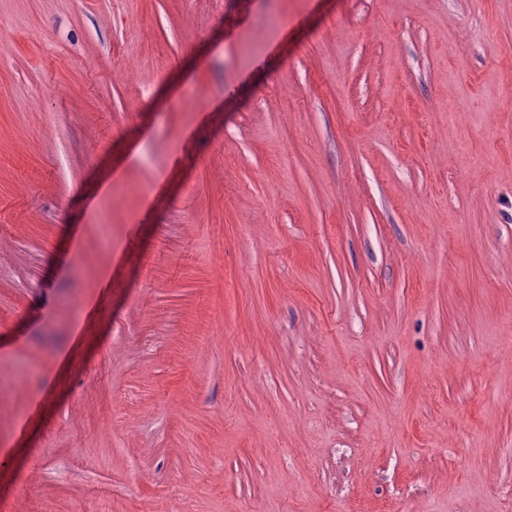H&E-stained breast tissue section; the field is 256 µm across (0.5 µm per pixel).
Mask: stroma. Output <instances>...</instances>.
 <instances>
[{"label": "stroma", "mask_w": 512, "mask_h": 512, "mask_svg": "<svg viewBox=\"0 0 512 512\" xmlns=\"http://www.w3.org/2000/svg\"><path fill=\"white\" fill-rule=\"evenodd\" d=\"M0 41V512H512V0Z\"/></svg>", "instance_id": "obj_1"}]
</instances>
